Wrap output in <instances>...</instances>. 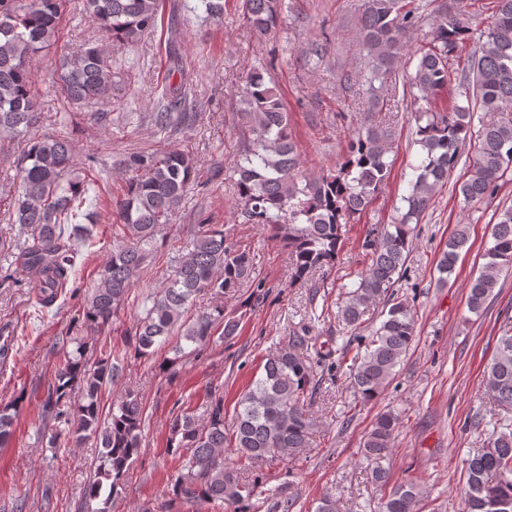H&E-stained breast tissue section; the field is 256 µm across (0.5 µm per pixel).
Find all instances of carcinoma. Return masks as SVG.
<instances>
[{"label": "carcinoma", "mask_w": 512, "mask_h": 512, "mask_svg": "<svg viewBox=\"0 0 512 512\" xmlns=\"http://www.w3.org/2000/svg\"><path fill=\"white\" fill-rule=\"evenodd\" d=\"M77 3L80 13L115 47L137 43L158 28L160 0ZM66 4L0 0V138L21 137L27 145L6 197L14 223L27 234V245L15 261L39 276L43 308L53 304L58 289L73 276L77 243L98 238L97 225L82 224L79 218L99 171L93 159L74 170L71 139L37 130L41 112L32 84L33 61L41 53L55 52L46 90L55 93L63 118L72 123L77 122L73 109L112 94V56L103 44L90 41L75 50H58ZM427 7L408 0H365L359 27L367 114L343 160L322 175L298 180L300 153L279 88L263 69L245 77L241 112L247 131L233 170L240 212L247 223L269 228L288 247L293 283L333 268L345 243L346 225L366 211L390 177L387 155L395 131L391 124L376 121L375 114L399 96L407 36L422 25ZM242 10L251 29L270 35L280 25L282 0H242ZM468 34L464 4L454 13L441 8L430 20L427 48L407 75L409 88L424 102L413 113L423 155L414 167L410 191L402 197L404 212L397 222L376 224L364 238L368 265L339 306L338 320L359 330L367 305L385 301L382 320L369 335L358 337L353 355L349 383L362 405L383 394L415 341L411 308L393 292L406 271L411 224L422 219L466 149L477 156L468 178L458 185L468 204L491 197L512 170V0H494V22L461 71L452 60ZM453 80L465 87L463 94L453 93ZM443 96L446 104L441 106ZM165 99L164 109L152 114L155 126H193L196 116L186 111L182 85L168 86ZM476 112L497 118L476 130ZM122 167L127 177L116 212L122 242L113 244L82 303L83 323L99 334L108 330L112 316L127 301L156 237L197 179L193 158L175 150L135 152ZM491 238L486 262L467 296L468 311L476 315L500 277L512 274V208L500 211ZM467 242L463 228L448 240L437 263L440 282L450 281ZM178 252L165 287L149 297L151 306L137 321L132 335L137 357L168 345L180 359L186 349L206 345L220 326L224 336L235 335L239 321L224 313V305L193 310L202 295L222 299L246 284L254 304L266 296L268 284L256 274L254 251L233 242L223 227L195 225ZM72 343L75 348L55 372L42 406L43 422H62L64 428L41 440L49 448L60 447L63 439L99 444L100 463L86 489V512H111L112 500L122 493L140 452L144 408L139 393L128 388L103 414L102 394L119 378L120 360L106 342L93 358L81 339ZM331 356L332 350H323L304 328L267 355L263 373L238 398L232 431L224 429V398L214 394L206 401L205 421L188 408L173 416L168 448L184 452V462L167 486L161 512H181L183 505L194 503H227L234 512H248L256 485L243 481L239 468L226 462L224 446L235 449L238 463L249 465L290 460L309 447L316 426L311 399L321 382L317 367L326 363L333 370L327 363ZM484 387L497 406L512 412V329L498 339ZM13 420L8 408L0 410V447L11 439ZM399 425L398 415L378 414L361 448V455L375 463L374 481L387 490L381 512H414L423 495L413 481L389 485L390 468L383 462L392 457ZM465 474L464 512H512L511 426L492 431L487 447L467 460Z\"/></svg>", "instance_id": "obj_1"}]
</instances>
